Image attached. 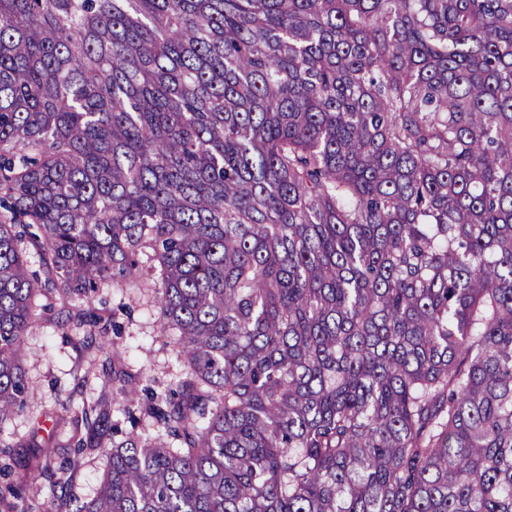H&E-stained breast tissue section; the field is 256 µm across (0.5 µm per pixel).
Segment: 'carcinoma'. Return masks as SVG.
<instances>
[{
    "mask_svg": "<svg viewBox=\"0 0 512 512\" xmlns=\"http://www.w3.org/2000/svg\"><path fill=\"white\" fill-rule=\"evenodd\" d=\"M108 284L154 293L165 395ZM52 290L112 403L42 512H512V0H0V423ZM119 303L132 310L130 318L120 315L119 319L124 326L123 336L117 339L123 367L136 379L154 381L158 392L174 387L183 377L182 362L169 338L161 332L151 293L137 288H104L92 304L83 308L106 319Z\"/></svg>",
    "mask_w": 512,
    "mask_h": 512,
    "instance_id": "carcinoma-1",
    "label": "carcinoma"
}]
</instances>
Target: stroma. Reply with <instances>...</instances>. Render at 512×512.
Segmentation results:
<instances>
[{
    "mask_svg": "<svg viewBox=\"0 0 512 512\" xmlns=\"http://www.w3.org/2000/svg\"><path fill=\"white\" fill-rule=\"evenodd\" d=\"M47 302L49 307L43 310L38 327L28 335L24 349L27 376L37 393L23 411L0 427V439L9 442L28 439L36 428H51L58 418H71L80 411L83 401L112 396V382L102 371L105 353L97 346L86 345L82 332L66 333L58 328L57 313L65 308V300L53 293ZM120 303L131 309L118 340L124 368L137 378L152 380L157 390L175 386L182 377V362L160 328L150 293L136 288H106L99 292L91 308L106 316ZM81 376L86 377L87 383L78 392L74 386ZM67 438V433H58L55 446L41 454L31 448L20 449L15 475H22L25 463L32 458L44 470L38 481L26 486V498L47 499L50 476L66 458L75 469L76 493L83 497L93 495L102 472V459L96 455H74L65 446Z\"/></svg>",
    "mask_w": 512,
    "mask_h": 512,
    "instance_id": "stroma-1",
    "label": "stroma"
}]
</instances>
